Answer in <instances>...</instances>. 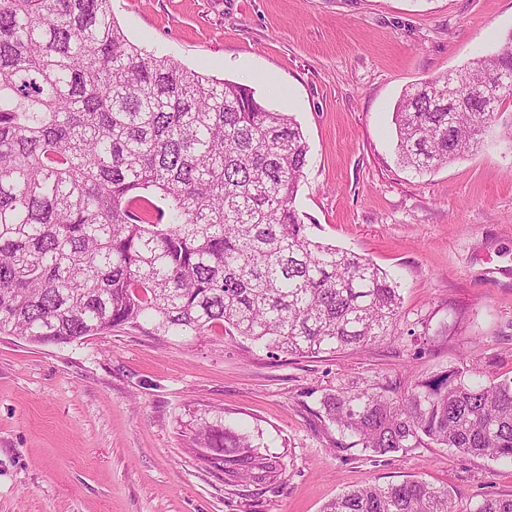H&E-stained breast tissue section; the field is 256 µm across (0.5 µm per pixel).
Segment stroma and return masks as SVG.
I'll return each mask as SVG.
<instances>
[{
	"instance_id": "obj_1",
	"label": "stroma",
	"mask_w": 512,
	"mask_h": 512,
	"mask_svg": "<svg viewBox=\"0 0 512 512\" xmlns=\"http://www.w3.org/2000/svg\"><path fill=\"white\" fill-rule=\"evenodd\" d=\"M130 41L253 88L310 151L296 207L323 242L398 282L399 336L283 355L239 336L122 327L64 345L0 335V512H322L368 483L447 487L454 512L512 495V464L438 446L375 455L321 405L407 388L459 361L512 376V104L481 150L419 175L392 113L512 31V0H112ZM251 434L275 468L243 481L194 446L202 421Z\"/></svg>"
}]
</instances>
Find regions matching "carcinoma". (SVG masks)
<instances>
[{"label":"carcinoma","mask_w":512,"mask_h":512,"mask_svg":"<svg viewBox=\"0 0 512 512\" xmlns=\"http://www.w3.org/2000/svg\"><path fill=\"white\" fill-rule=\"evenodd\" d=\"M506 102L512 31L497 53L404 91L401 162L421 173L474 154ZM308 152L296 119L252 88L139 48L111 0H0V334L68 344L148 320L304 357L399 335L396 283L320 241L296 207ZM484 377L462 362L402 394L338 390L322 406L377 455L435 444L512 461V377ZM195 442L239 478L272 468L222 421ZM322 512L453 509L448 489L403 481ZM476 512H512V495Z\"/></svg>","instance_id":"1"}]
</instances>
